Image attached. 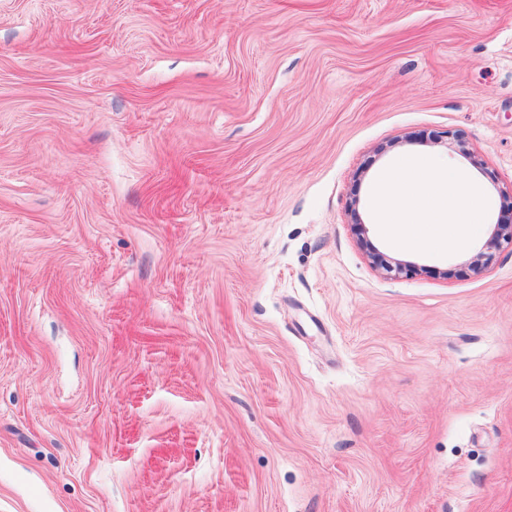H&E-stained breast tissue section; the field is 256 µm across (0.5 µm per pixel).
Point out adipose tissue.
<instances>
[{"instance_id": "adipose-tissue-1", "label": "adipose tissue", "mask_w": 512, "mask_h": 512, "mask_svg": "<svg viewBox=\"0 0 512 512\" xmlns=\"http://www.w3.org/2000/svg\"><path fill=\"white\" fill-rule=\"evenodd\" d=\"M369 203L393 243L416 239L427 250H463L478 243L485 200L480 187L456 170H434L405 159L383 171Z\"/></svg>"}]
</instances>
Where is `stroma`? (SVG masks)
Masks as SVG:
<instances>
[{"mask_svg": "<svg viewBox=\"0 0 512 512\" xmlns=\"http://www.w3.org/2000/svg\"><path fill=\"white\" fill-rule=\"evenodd\" d=\"M406 156L490 237L512 0H0V512H512V247L391 245Z\"/></svg>", "mask_w": 512, "mask_h": 512, "instance_id": "1", "label": "stroma"}]
</instances>
